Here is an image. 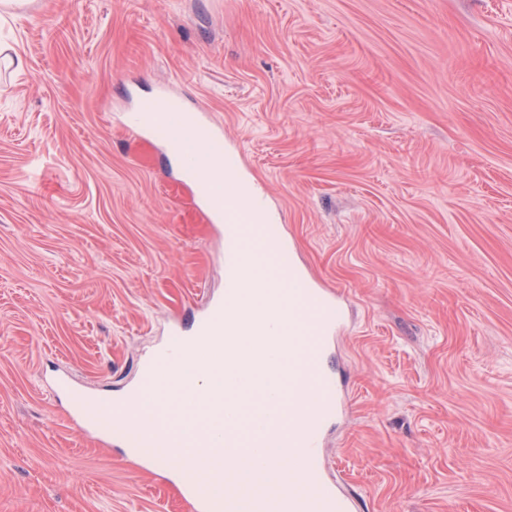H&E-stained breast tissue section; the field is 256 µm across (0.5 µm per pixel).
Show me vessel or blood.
<instances>
[{
    "label": "vessel or blood",
    "instance_id": "b4317fda",
    "mask_svg": "<svg viewBox=\"0 0 512 512\" xmlns=\"http://www.w3.org/2000/svg\"><path fill=\"white\" fill-rule=\"evenodd\" d=\"M137 122L160 127L169 143L199 133L214 152L224 151L222 128L202 112L181 111L171 98L147 108ZM192 170L210 184L204 205L211 220L224 226L228 244L224 267L229 272L223 297L198 322V343L207 347L208 363L223 362L225 347L237 344L228 325L242 317L234 309L241 300V288L246 279L262 274L268 300L278 305L288 320V350L279 360L278 371L289 383L298 385L300 393L287 434L264 429L245 437L239 427L231 426L225 438L198 437L195 460L176 468L175 491L189 512H360V502L331 478L326 459L325 426L343 413L345 402L339 382L322 365V354L325 344L340 330L346 294L321 287L296 268L279 225L233 223L225 187L240 181L236 168L216 170L210 158L196 157ZM181 344V338H174L172 346L144 365L140 393H150L162 369L182 361ZM48 390L54 396L67 395L75 415L100 442L129 448L143 466L159 471L174 468L183 434L156 419L133 416L116 421V413L132 407V400L99 398L76 387L66 372L56 374ZM259 451L291 457L296 466L281 476L260 465H248L249 456Z\"/></svg>",
    "mask_w": 512,
    "mask_h": 512
}]
</instances>
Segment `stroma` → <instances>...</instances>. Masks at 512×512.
Instances as JSON below:
<instances>
[{"mask_svg":"<svg viewBox=\"0 0 512 512\" xmlns=\"http://www.w3.org/2000/svg\"><path fill=\"white\" fill-rule=\"evenodd\" d=\"M0 512H185L42 388H133L224 294L163 90L224 131L351 299L335 479L362 512H512V0H29L0 10Z\"/></svg>","mask_w":512,"mask_h":512,"instance_id":"obj_1","label":"stroma"}]
</instances>
